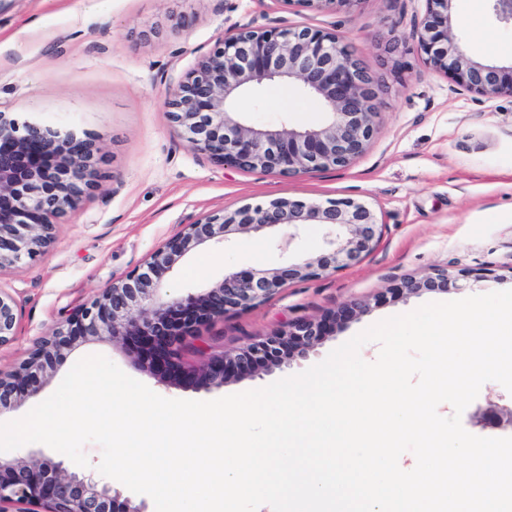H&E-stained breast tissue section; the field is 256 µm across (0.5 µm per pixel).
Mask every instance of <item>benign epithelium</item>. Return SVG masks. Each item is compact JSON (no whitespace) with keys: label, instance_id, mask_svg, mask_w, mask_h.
<instances>
[{"label":"benign epithelium","instance_id":"7a95c632","mask_svg":"<svg viewBox=\"0 0 512 512\" xmlns=\"http://www.w3.org/2000/svg\"><path fill=\"white\" fill-rule=\"evenodd\" d=\"M317 11L349 9L360 0H300ZM416 32L426 63L452 73L466 90L512 94V65L484 64L463 52L452 34V0H426ZM288 81L329 108L318 128L263 129L237 118L244 89ZM381 84L333 33L309 27L241 30L224 37L185 81L169 91L167 106L176 134L213 162L239 170H261L283 178L348 167L376 133ZM95 144L72 132L8 119L0 113V268L34 259L54 240V221L74 210L95 187ZM311 225L325 228L329 250L297 259L274 271L224 275L210 288L185 298L166 288L167 276L192 252L226 241L240 230L288 229L291 243ZM381 225L367 206L352 199L325 204L287 198L208 215L155 249L140 268L119 278L98 299L65 321L17 368L0 369V414L39 391V380L79 341L121 340L133 344L147 368L166 378L194 377L220 387L231 376L279 366L303 356L325 336L320 323L297 320L288 328L250 342L232 356H211L196 367L183 358L184 341L229 311L266 301L294 281L317 277L360 260L377 244ZM448 272L404 280L409 293L448 288ZM15 298L0 291V346L18 329ZM472 418L485 428L512 429V404L487 403ZM0 512H147L131 505L94 473L70 471L61 462L32 465L0 454Z\"/></svg>","mask_w":512,"mask_h":512}]
</instances>
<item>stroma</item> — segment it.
<instances>
[{
    "instance_id": "obj_1",
    "label": "stroma",
    "mask_w": 512,
    "mask_h": 512,
    "mask_svg": "<svg viewBox=\"0 0 512 512\" xmlns=\"http://www.w3.org/2000/svg\"><path fill=\"white\" fill-rule=\"evenodd\" d=\"M426 0H361L351 10L316 12L291 0H0V113L89 135L101 148L103 177L56 226L34 261L0 270L19 327L0 349V368L18 367L45 337L112 281L142 264L188 224L244 205L290 198H351L382 225L372 252L337 271L285 286L273 298L225 314L200 330L213 353H233L258 336L310 319L323 342L289 364L207 388L172 385L140 368L134 346L77 343L42 380L37 395L0 415L8 422L47 399L81 358L101 354L156 394L207 401L261 388L324 360L371 325L430 302L512 289V95L467 91L429 69L413 33ZM453 32L475 58L512 64V23L489 0H454ZM308 26L350 42L383 81L377 133L349 167L296 178L226 168L193 150L167 115L169 91L228 32ZM405 41L388 51L391 35ZM245 123L316 127L326 108L298 87L246 93ZM327 248L322 227L296 239L239 231L225 245L193 253L168 278L184 295L225 273L273 270ZM447 270L445 290L409 294L404 279ZM353 302L363 312L345 315Z\"/></svg>"
}]
</instances>
